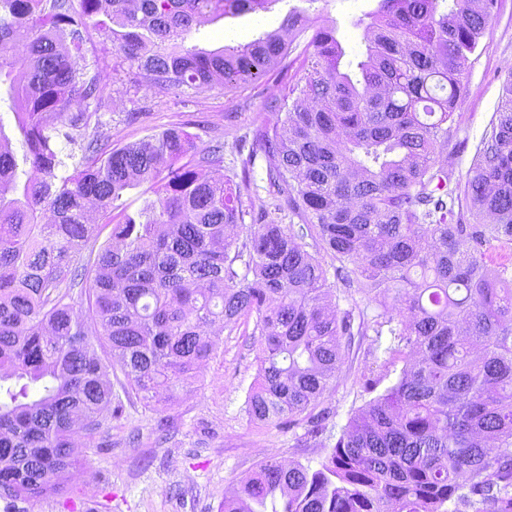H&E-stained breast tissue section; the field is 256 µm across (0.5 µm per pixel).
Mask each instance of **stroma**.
<instances>
[{
  "label": "stroma",
  "instance_id": "stroma-1",
  "mask_svg": "<svg viewBox=\"0 0 512 512\" xmlns=\"http://www.w3.org/2000/svg\"><path fill=\"white\" fill-rule=\"evenodd\" d=\"M378 0H276L265 11L226 15L199 27L190 44L212 50L245 43L278 30L297 8L315 23L332 22L355 62L364 50L362 21ZM86 58L104 65L98 112L80 135L100 131L118 145L135 142L173 126L185 127L199 146L224 145V172L241 173L247 158L255 171L266 160L248 137L261 121H276L274 98L288 89L298 69L301 43H294L259 81L231 92L147 89L134 71L113 69L115 47L97 28L87 30ZM512 72V0H498L495 17L474 55L466 88L454 113L448 145V170L464 179L480 141L490 131ZM254 318L224 328L217 350L176 387L172 397L153 407L121 397L116 413L103 415L93 440L77 437L80 466L63 480V489L36 499H0V512H219L224 494L271 456L318 469L349 418L374 397L365 377L382 375L383 386L396 381L401 367L384 366L373 337H355L329 390L309 412L283 426L250 421L246 401L258 368L259 339ZM326 413L318 435L311 416Z\"/></svg>",
  "mask_w": 512,
  "mask_h": 512
}]
</instances>
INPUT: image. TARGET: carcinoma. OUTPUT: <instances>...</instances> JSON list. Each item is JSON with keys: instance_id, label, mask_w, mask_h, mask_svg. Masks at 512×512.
Listing matches in <instances>:
<instances>
[{"instance_id": "1", "label": "carcinoma", "mask_w": 512, "mask_h": 512, "mask_svg": "<svg viewBox=\"0 0 512 512\" xmlns=\"http://www.w3.org/2000/svg\"><path fill=\"white\" fill-rule=\"evenodd\" d=\"M78 2L0 0V85L38 172L20 180L0 149V499L61 489L79 464L74 437L93 438L112 406L110 370L148 407L213 356L216 331L253 315L254 423L308 411L357 334L389 336L404 366L320 468L272 457L224 494V512H512V272L484 250L512 241V71L464 186L439 160L497 0H380L354 65L336 26L291 10L283 26L310 38L275 100L283 117L252 130L278 201L256 212L243 207L249 171L225 175L224 146L200 148L181 126L121 146L95 132L69 175L57 145L100 107L88 26L149 89L241 88L286 55L273 35L216 50L186 41L253 0ZM142 182L155 198L118 210ZM281 200L297 221L281 223ZM91 205L111 233L86 258ZM309 239L380 312L327 309L334 284Z\"/></svg>"}]
</instances>
